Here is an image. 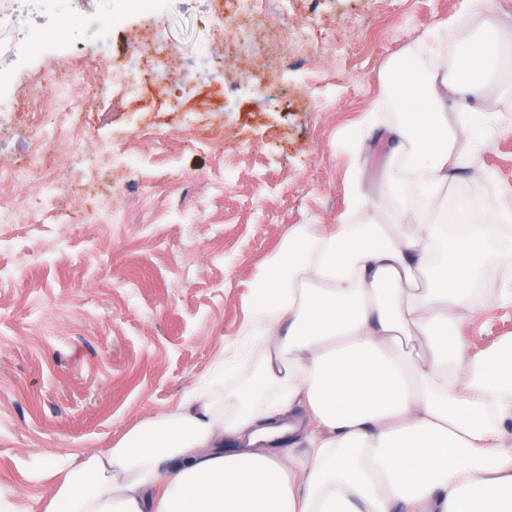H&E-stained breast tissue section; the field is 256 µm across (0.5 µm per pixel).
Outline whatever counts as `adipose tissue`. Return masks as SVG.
<instances>
[{
    "mask_svg": "<svg viewBox=\"0 0 512 512\" xmlns=\"http://www.w3.org/2000/svg\"><path fill=\"white\" fill-rule=\"evenodd\" d=\"M497 40L465 36L453 66L390 69L403 101L400 162L385 190L410 192L390 227L288 233L254 304L256 382L187 392L58 483L46 512H512V343L488 355L452 334L498 300L473 286L499 225L475 223L438 261V193L462 165L447 109L482 97Z\"/></svg>",
    "mask_w": 512,
    "mask_h": 512,
    "instance_id": "obj_1",
    "label": "adipose tissue"
}]
</instances>
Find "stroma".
Segmentation results:
<instances>
[{"instance_id": "obj_1", "label": "stroma", "mask_w": 512, "mask_h": 512, "mask_svg": "<svg viewBox=\"0 0 512 512\" xmlns=\"http://www.w3.org/2000/svg\"><path fill=\"white\" fill-rule=\"evenodd\" d=\"M119 0H72L59 37L14 58L0 91V512H45L59 464L113 447L146 418L171 412L193 386L223 390L254 379L247 351L258 321L257 282L299 224L332 231L340 216L384 228L396 212L379 193L398 127L389 67L422 75L453 61L482 27L512 42V0H258L275 29L305 25L306 41L274 84L232 68L204 71L199 49L223 58L213 19L235 0H154L112 30L95 58L91 24ZM166 35L182 68L154 75L142 105L107 73L128 61L129 31ZM79 100L72 132L56 131L42 95ZM494 114L479 155L440 198L462 189L512 205V66L492 86ZM183 110H170L174 101ZM60 184L48 196L12 178L34 149ZM83 167L70 169L71 151ZM376 197L365 212L353 192ZM51 206L55 218L21 223ZM471 351L512 338V305H493L454 328Z\"/></svg>"}]
</instances>
